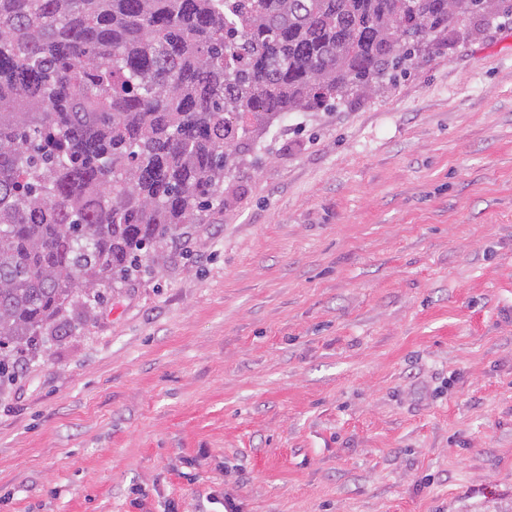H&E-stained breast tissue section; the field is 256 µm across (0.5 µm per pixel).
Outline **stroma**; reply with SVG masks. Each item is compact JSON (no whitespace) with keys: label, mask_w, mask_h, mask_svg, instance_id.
<instances>
[{"label":"stroma","mask_w":512,"mask_h":512,"mask_svg":"<svg viewBox=\"0 0 512 512\" xmlns=\"http://www.w3.org/2000/svg\"><path fill=\"white\" fill-rule=\"evenodd\" d=\"M246 146L0 385V512H512V16Z\"/></svg>","instance_id":"stroma-1"}]
</instances>
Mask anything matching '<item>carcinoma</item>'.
<instances>
[{
  "label": "carcinoma",
  "instance_id": "obj_1",
  "mask_svg": "<svg viewBox=\"0 0 512 512\" xmlns=\"http://www.w3.org/2000/svg\"><path fill=\"white\" fill-rule=\"evenodd\" d=\"M512 0H0V378L200 224L240 139Z\"/></svg>",
  "mask_w": 512,
  "mask_h": 512
}]
</instances>
